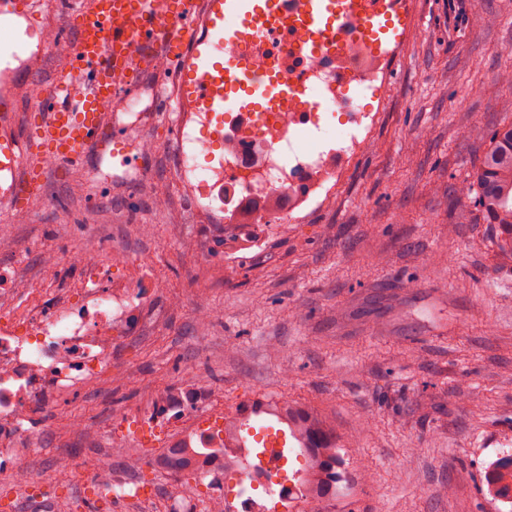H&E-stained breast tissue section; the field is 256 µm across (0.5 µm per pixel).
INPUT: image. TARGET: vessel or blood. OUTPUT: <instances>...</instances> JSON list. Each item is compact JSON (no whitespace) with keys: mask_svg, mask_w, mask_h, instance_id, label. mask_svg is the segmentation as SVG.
I'll return each mask as SVG.
<instances>
[{"mask_svg":"<svg viewBox=\"0 0 512 512\" xmlns=\"http://www.w3.org/2000/svg\"><path fill=\"white\" fill-rule=\"evenodd\" d=\"M64 29L71 32L67 66L31 96L36 114L27 151L5 150L11 164L34 169L51 159L75 166L88 151L112 145L105 113L113 99L132 93L134 75L153 49H164L180 99L195 112L223 119L244 108H270L291 90L284 81L256 78L246 58L224 54L227 39L250 43L261 31L287 30L281 0H170L167 26H159L153 0H63ZM298 13L305 39L332 41L340 26L336 0H301ZM242 446L263 443L256 465L282 463L288 448L284 430L265 416L241 426Z\"/></svg>","mask_w":512,"mask_h":512,"instance_id":"vessel-or-blood-1","label":"vessel or blood"}]
</instances>
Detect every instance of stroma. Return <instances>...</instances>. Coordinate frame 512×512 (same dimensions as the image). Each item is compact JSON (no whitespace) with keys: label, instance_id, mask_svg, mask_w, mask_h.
Here are the masks:
<instances>
[{"label":"stroma","instance_id":"stroma-1","mask_svg":"<svg viewBox=\"0 0 512 512\" xmlns=\"http://www.w3.org/2000/svg\"><path fill=\"white\" fill-rule=\"evenodd\" d=\"M413 31L390 64L371 145L336 189V206L270 230L223 284L201 286L171 216L142 206L139 236L112 221V198L65 167L42 175V203L18 200L6 230L39 250L75 245L70 218L107 223L113 243L149 253L162 294L183 308L120 348L125 377L100 401H71L30 467L59 500L84 476L56 481V456L91 447L126 468L104 437L68 429L70 415L128 426L147 390L196 368L224 408L277 395L319 416L336 438L345 483L323 512H512L483 490L512 454V254L455 189L481 164L491 132L512 121V0H411ZM220 312L209 336L197 303Z\"/></svg>","mask_w":512,"mask_h":512}]
</instances>
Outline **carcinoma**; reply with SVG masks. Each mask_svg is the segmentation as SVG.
Returning a JSON list of instances; mask_svg holds the SVG:
<instances>
[{"label": "carcinoma", "instance_id": "obj_1", "mask_svg": "<svg viewBox=\"0 0 512 512\" xmlns=\"http://www.w3.org/2000/svg\"><path fill=\"white\" fill-rule=\"evenodd\" d=\"M490 148L480 167L468 182L458 188L461 198L473 197L488 224L497 225L500 248L512 253V123L497 127L490 136ZM193 452L171 448L160 459L161 468L170 474L188 470ZM488 492L496 498L512 496V464H494L486 479Z\"/></svg>", "mask_w": 512, "mask_h": 512}]
</instances>
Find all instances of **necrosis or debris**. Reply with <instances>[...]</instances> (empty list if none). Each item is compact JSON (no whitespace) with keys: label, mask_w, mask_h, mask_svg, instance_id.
Segmentation results:
<instances>
[{"label":"necrosis or debris","mask_w":512,"mask_h":512,"mask_svg":"<svg viewBox=\"0 0 512 512\" xmlns=\"http://www.w3.org/2000/svg\"><path fill=\"white\" fill-rule=\"evenodd\" d=\"M300 0H288L287 33L265 35L262 43L228 41L225 53L246 57L253 73L266 77L277 59L281 80L298 87L321 88L328 105L342 117V137L304 148L320 139L323 118L296 93L280 99L270 112H231L222 123L209 113L187 112L168 86L164 53L151 69L139 72L135 95L112 103V130L118 147L112 164L96 160L90 176L102 190L125 193L122 214L128 229L138 228L139 193L150 192V204L171 213L185 226L182 251L194 262L193 273L230 274L244 254L261 253V226L286 225L313 210L336 205V186L356 154L366 146L375 114L362 104L365 95L386 82L385 61L404 43V33L371 46L345 18L335 42L312 52H297ZM168 158L172 193H151L152 163ZM81 245L70 252L48 253L35 278L20 267L0 266V461L15 469L20 488L34 484L26 459L38 451L43 433L71 399L91 398L110 379L117 345L144 335L158 316L155 267L147 254L115 247L109 228L76 224ZM148 429H162L167 447L199 451L194 474L182 482L205 479L214 496L209 502L184 499L172 512H264L257 492L274 485V477L251 470L245 487L224 494V474L236 467L238 414L217 408L212 386L193 375L154 390L142 412ZM333 451H311L312 468L295 496L309 512H322ZM83 473L90 482L107 485L115 499L144 502L154 493L137 479L99 471L91 456L74 462L62 455L59 480Z\"/></svg>","instance_id":"1"}]
</instances>
